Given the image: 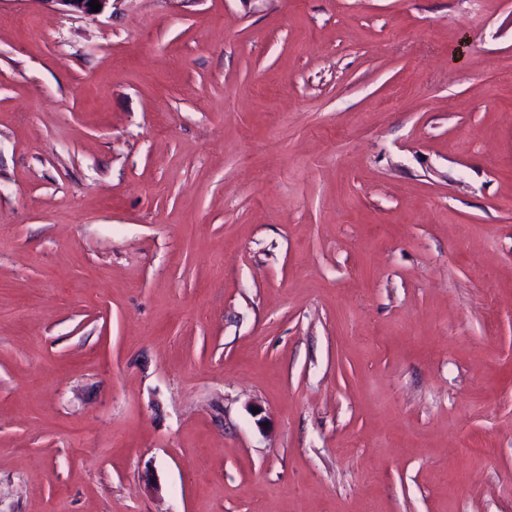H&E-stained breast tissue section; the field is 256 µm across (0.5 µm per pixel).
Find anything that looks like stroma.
Masks as SVG:
<instances>
[{
	"label": "stroma",
	"instance_id": "obj_1",
	"mask_svg": "<svg viewBox=\"0 0 512 512\" xmlns=\"http://www.w3.org/2000/svg\"><path fill=\"white\" fill-rule=\"evenodd\" d=\"M0 512H512V0H0Z\"/></svg>",
	"mask_w": 512,
	"mask_h": 512
}]
</instances>
